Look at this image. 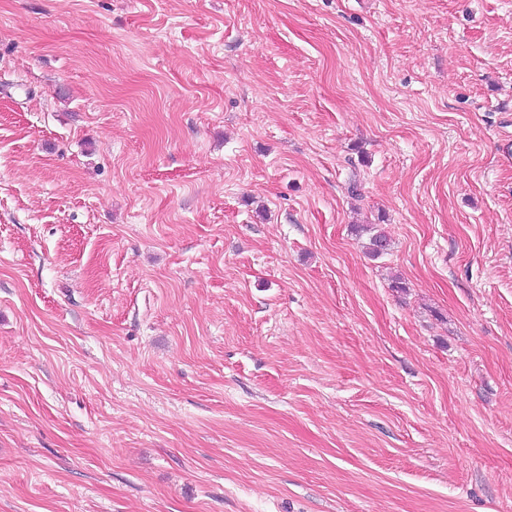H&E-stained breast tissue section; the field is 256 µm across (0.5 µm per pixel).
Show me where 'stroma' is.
<instances>
[{"label": "stroma", "instance_id": "35a3bbf8", "mask_svg": "<svg viewBox=\"0 0 512 512\" xmlns=\"http://www.w3.org/2000/svg\"><path fill=\"white\" fill-rule=\"evenodd\" d=\"M509 141L512 0H0V512H512Z\"/></svg>", "mask_w": 512, "mask_h": 512}]
</instances>
